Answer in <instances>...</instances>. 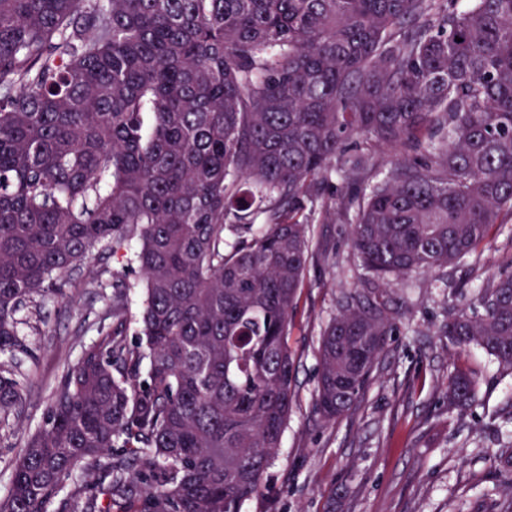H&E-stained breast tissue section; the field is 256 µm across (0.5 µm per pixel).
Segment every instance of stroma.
<instances>
[{"instance_id":"1","label":"stroma","mask_w":512,"mask_h":512,"mask_svg":"<svg viewBox=\"0 0 512 512\" xmlns=\"http://www.w3.org/2000/svg\"><path fill=\"white\" fill-rule=\"evenodd\" d=\"M309 221L312 253L288 337L293 405L282 446L241 512H499V476L488 459L499 449L498 429L512 417V376L483 352L450 346L438 329L449 313L475 306L512 259V217L491 226L459 266L393 280L388 297L399 329L359 402L330 424L313 410L319 341L344 294L361 287L363 272L348 246L349 225L318 212ZM133 252L130 245L116 253L95 249L62 277L63 296L36 297L19 312L34 353L18 358L25 390L18 425L0 436V499L67 369L110 325L114 286L128 289L125 341L140 343L143 283ZM456 370L479 380L477 399L462 414L443 404V384Z\"/></svg>"}]
</instances>
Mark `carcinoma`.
Segmentation results:
<instances>
[{"label":"carcinoma","mask_w":512,"mask_h":512,"mask_svg":"<svg viewBox=\"0 0 512 512\" xmlns=\"http://www.w3.org/2000/svg\"><path fill=\"white\" fill-rule=\"evenodd\" d=\"M334 176L324 218L366 279L321 336L327 423L397 330L388 279L457 265L512 212V0H0V354L35 296L134 238L147 346L112 293L0 512H240L281 447L306 211ZM439 334L512 374V260ZM23 394L1 360V431ZM476 395L448 376V408ZM489 463L512 512V442ZM82 465L99 477L67 487Z\"/></svg>","instance_id":"cac0c4a2"}]
</instances>
